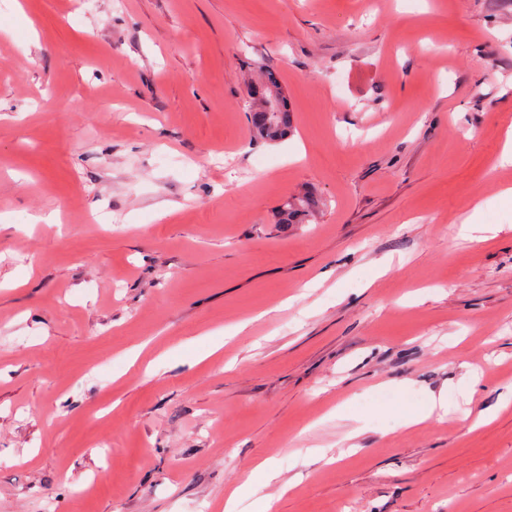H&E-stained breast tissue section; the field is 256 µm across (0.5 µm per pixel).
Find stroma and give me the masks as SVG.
Masks as SVG:
<instances>
[{
	"label": "stroma",
	"instance_id": "obj_1",
	"mask_svg": "<svg viewBox=\"0 0 512 512\" xmlns=\"http://www.w3.org/2000/svg\"><path fill=\"white\" fill-rule=\"evenodd\" d=\"M511 128L512 0H0V512H512ZM279 109V95L276 90L272 92L271 97L267 100L264 113H262L259 120V126L270 125L275 122V125L267 130L256 128L255 116H251L248 111V120L252 125L255 136L264 141H279L288 136L291 132V115L288 112V103L286 94L283 97V112H278ZM275 121L273 118L277 117ZM320 207L319 198L309 192L288 200L277 211V224H299L304 217ZM446 414L447 409L445 408L444 398L443 396H440L438 399L433 398V400L424 408L412 413L407 418L406 424L415 425L435 418L438 421H441ZM279 473L274 467L272 459L260 463L246 481L240 484L228 497L224 504L225 512H237V505L242 499H252L251 512H269L270 500L266 496H259V486H268L275 482ZM258 484H260L258 486Z\"/></svg>",
	"mask_w": 512,
	"mask_h": 512
}]
</instances>
